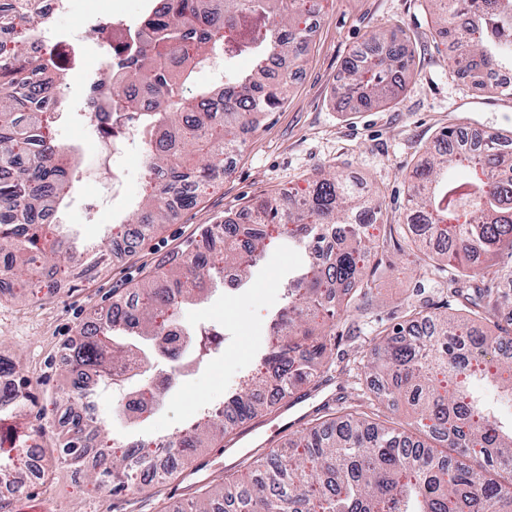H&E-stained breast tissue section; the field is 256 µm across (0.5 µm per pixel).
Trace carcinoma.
Segmentation results:
<instances>
[{
	"label": "carcinoma",
	"instance_id": "carcinoma-1",
	"mask_svg": "<svg viewBox=\"0 0 512 512\" xmlns=\"http://www.w3.org/2000/svg\"><path fill=\"white\" fill-rule=\"evenodd\" d=\"M44 0H0V276L17 295L52 276L60 262H72L69 241L45 234L70 195L74 169L61 162L74 149L44 128V115L61 117L58 91L78 52L62 62L52 48L28 50L34 29L20 19L41 22ZM452 45L456 71L473 76L512 70V0H429ZM319 0H149L138 23L127 29L124 50L109 56L112 77L90 88L88 102L99 112L98 137H112V113L141 128L148 144L149 192L137 205L136 238L170 221L175 209L195 202L209 185L224 155L239 149L241 132L288 101V86L300 70L311 41L310 17ZM254 58V67L224 78L192 98L182 95L197 68L221 52ZM409 59L401 44L374 32L365 51L344 64L338 95L355 109L390 100L405 78ZM442 150L410 175L409 202L422 213L440 248L417 234L406 248L427 271L442 262L455 270L448 288L465 316L413 310L407 325L384 327L372 338L363 365L377 390L352 412L328 417L288 447L252 462L245 476L225 482L220 496H197L189 512H512V358L500 354L512 342L509 326L488 333L477 327L498 303L503 268L494 258L512 255V151L493 145L482 151L462 144L461 129L438 138ZM253 224L240 230L231 218L215 225L224 232V252L199 250L173 259L180 274L163 288L115 306L97 319L93 334L82 327L67 346L70 363L97 372L112 362L144 353L119 337L135 331L162 352L164 331L179 309L197 300L228 266L238 276L265 252L268 242L286 237L310 253L327 249L329 266L310 267L288 282V306L272 324L263 365L278 379L274 396L267 380L255 376L229 399L230 415L242 420L274 407L324 372L332 359L327 335L312 327L322 301L339 293L346 307L361 310L372 293L385 241L364 236L357 224H375L382 205L375 189L359 193L339 173L328 171L304 194L261 196L249 209ZM479 279L472 295L464 284ZM95 387L77 374L64 392L68 405L63 439L54 452L83 465L88 442L99 438L97 422L82 418L75 405ZM133 413H147L157 398L151 383L140 386ZM32 402L30 381L0 393L1 402ZM415 407V433L398 431L378 419L386 403ZM231 432L221 418H209L166 443L164 460L152 456L155 439L103 445L87 472L96 487L118 493L122 478L140 467L152 471L150 486L173 478L191 449ZM26 440L0 435V475L25 483L15 458L31 449Z\"/></svg>",
	"mask_w": 512,
	"mask_h": 512
}]
</instances>
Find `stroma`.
Returning a JSON list of instances; mask_svg holds the SVG:
<instances>
[{
  "instance_id": "stroma-1",
  "label": "stroma",
  "mask_w": 512,
  "mask_h": 512,
  "mask_svg": "<svg viewBox=\"0 0 512 512\" xmlns=\"http://www.w3.org/2000/svg\"><path fill=\"white\" fill-rule=\"evenodd\" d=\"M144 3L79 0L73 13L54 19L55 27L85 47L82 65L70 72L60 90L62 98L83 95L96 70L100 50L87 15L130 21L140 17ZM321 5L306 61L292 82L287 104L267 113L259 129L246 135L225 173L203 190L194 206L177 211L135 252L110 249L107 240L113 217L131 215L135 198L144 190L140 178L144 151L134 147L126 154L123 193L106 202L104 187L90 178L98 165L91 128L74 121L51 125L52 133L78 148L81 160L80 179L70 207L60 215L58 230L80 244L101 242L102 248L96 267L65 265L35 287L30 301L0 293V354L19 366L37 397L36 406L19 425L39 427L46 447H54L63 434L66 405L60 395L69 373L59 359L82 324L105 315L121 296L164 287L171 276L172 256L193 251L207 225L228 214H247L257 197L289 188L305 191L323 170H336L367 184L383 198L382 219L366 227L367 234L388 241L383 272L370 299L372 319L391 327L404 322L413 306L456 312L458 302L450 296L445 277L436 271L421 276L398 248L408 231V176L433 152L440 131L448 126L475 127L512 138V95L480 91L454 72L428 0H322ZM377 29L403 39L411 76L387 104L357 111L346 106L336 91L345 60ZM314 260V255L278 240L253 267L245 287L221 283L201 302L183 306L180 320L187 329L217 327L224 333L223 345L186 373L146 420L135 421L117 412V397L102 395L105 437L122 442L132 436L177 431L203 400L222 399L256 374L270 344L268 327L285 304L289 277ZM327 332L333 348L331 367L298 394L305 397L306 409L325 402L334 413L343 411L356 389L369 386L366 378L355 381L344 371L360 336L369 330L358 327L339 308L329 319ZM292 415L282 402L239 421L231 435L194 449L184 466L185 476L135 495L93 489L84 469L55 461L48 486L28 483L26 496L14 502L16 512H181L191 487L202 485L215 493L225 476L243 470L236 456L223 452L231 439L250 429L265 433L268 426Z\"/></svg>"
}]
</instances>
